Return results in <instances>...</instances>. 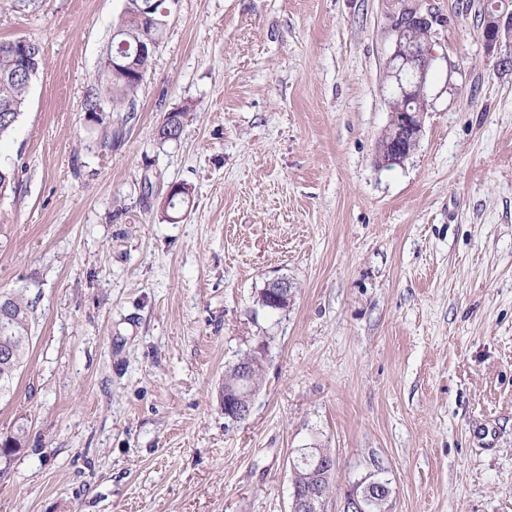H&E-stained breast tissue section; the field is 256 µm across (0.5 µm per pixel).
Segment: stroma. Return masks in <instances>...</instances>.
<instances>
[{"label":"stroma","instance_id":"obj_1","mask_svg":"<svg viewBox=\"0 0 512 512\" xmlns=\"http://www.w3.org/2000/svg\"><path fill=\"white\" fill-rule=\"evenodd\" d=\"M126 4L0 0V41L44 51L0 138V292L32 307L0 512H289L303 448L336 460L325 512L377 459L391 512H512V67L487 0H423L424 132L392 167L400 0H178L107 146L85 98ZM277 278L291 302L262 308ZM234 370L241 378L234 384H228L235 378L233 369L230 368L224 375V388L220 393L224 406V420L235 424L246 420L251 414L252 398L257 391L258 379L262 368L261 360L255 355H245L234 365ZM258 373L256 381L254 375ZM227 381V382H225Z\"/></svg>","mask_w":512,"mask_h":512}]
</instances>
